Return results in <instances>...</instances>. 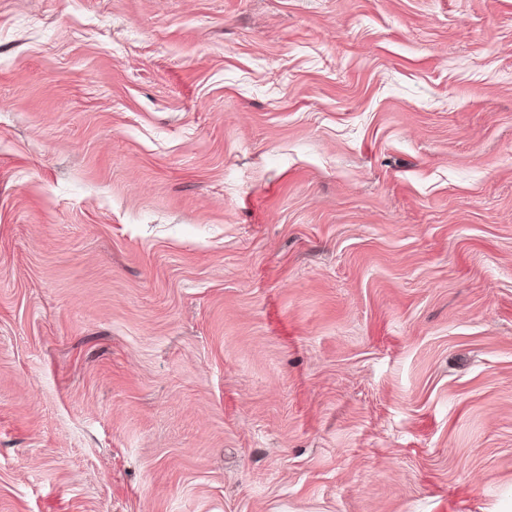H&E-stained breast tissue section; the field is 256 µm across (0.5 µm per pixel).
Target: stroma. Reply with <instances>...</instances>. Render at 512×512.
Here are the masks:
<instances>
[{
  "label": "stroma",
  "mask_w": 512,
  "mask_h": 512,
  "mask_svg": "<svg viewBox=\"0 0 512 512\" xmlns=\"http://www.w3.org/2000/svg\"><path fill=\"white\" fill-rule=\"evenodd\" d=\"M0 512H512V0H0Z\"/></svg>",
  "instance_id": "35a3bbf8"
}]
</instances>
